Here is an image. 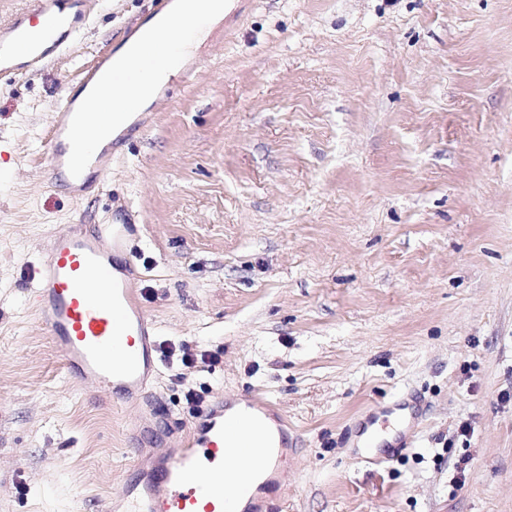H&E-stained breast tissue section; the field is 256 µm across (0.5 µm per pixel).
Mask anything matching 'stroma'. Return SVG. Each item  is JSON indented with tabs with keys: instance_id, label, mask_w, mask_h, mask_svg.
<instances>
[{
	"instance_id": "1",
	"label": "stroma",
	"mask_w": 512,
	"mask_h": 512,
	"mask_svg": "<svg viewBox=\"0 0 512 512\" xmlns=\"http://www.w3.org/2000/svg\"><path fill=\"white\" fill-rule=\"evenodd\" d=\"M153 0H97L0 82V512H115L178 439L69 377L29 303L50 236L127 224L188 383L286 418L279 512H512V0H246L93 172L51 186L52 112ZM407 411L375 467L364 424Z\"/></svg>"
}]
</instances>
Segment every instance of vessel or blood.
<instances>
[{
    "mask_svg": "<svg viewBox=\"0 0 512 512\" xmlns=\"http://www.w3.org/2000/svg\"><path fill=\"white\" fill-rule=\"evenodd\" d=\"M86 0H31L27 12L0 25V74L41 65L63 43L73 40L86 18ZM164 21L162 35L178 38L184 17L174 0H155ZM110 59L100 53L82 78L102 100L111 95L104 79ZM81 113L64 101L49 131L50 172L71 190L85 187L93 162L83 140ZM129 227L102 224L95 233L69 224L56 232L29 292L42 326L62 353L68 374L120 400L141 395L156 371V327L125 271L112 265L113 251L128 248ZM269 412L268 402L251 395L242 413L226 415L209 402L186 425L177 451L155 458L149 470L124 494V512H225L224 466L236 464V490L249 493L254 470L249 458L263 449L273 473L284 471L285 458L275 435L261 436L256 423Z\"/></svg>",
    "mask_w": 512,
    "mask_h": 512,
    "instance_id": "1",
    "label": "vessel or blood"
}]
</instances>
